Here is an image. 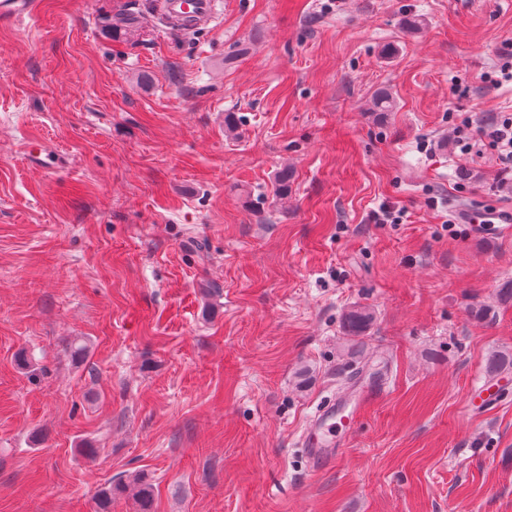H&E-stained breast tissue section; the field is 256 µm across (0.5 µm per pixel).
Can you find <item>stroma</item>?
Returning <instances> with one entry per match:
<instances>
[{
  "label": "stroma",
  "instance_id": "35a3bbf8",
  "mask_svg": "<svg viewBox=\"0 0 512 512\" xmlns=\"http://www.w3.org/2000/svg\"><path fill=\"white\" fill-rule=\"evenodd\" d=\"M36 2L0 20V512H138L136 475L153 512H512V387L469 405L512 354V235L451 222L512 207L452 145L512 113L484 80L512 0H222L139 42L104 18L147 0ZM373 383L309 462L316 409ZM373 321L372 313L365 308H353L343 317V328L348 336H363ZM374 391H363L348 411L337 399L315 414L305 435V446L313 459L321 465H332L342 455L347 445L351 423L360 416Z\"/></svg>",
  "mask_w": 512,
  "mask_h": 512
}]
</instances>
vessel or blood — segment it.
Wrapping results in <instances>:
<instances>
[{"label":"vessel or blood","mask_w":512,"mask_h":512,"mask_svg":"<svg viewBox=\"0 0 512 512\" xmlns=\"http://www.w3.org/2000/svg\"><path fill=\"white\" fill-rule=\"evenodd\" d=\"M170 15L191 23H204L216 20L217 0H166ZM455 216L464 224L484 222L492 225L497 233H512V211L490 210L484 213L459 207ZM371 391H363L353 407L341 403H330L315 414L305 435L306 448L317 463L331 465L336 463L347 445L351 423L360 416L365 405L371 399Z\"/></svg>","instance_id":"b4317fda"}]
</instances>
